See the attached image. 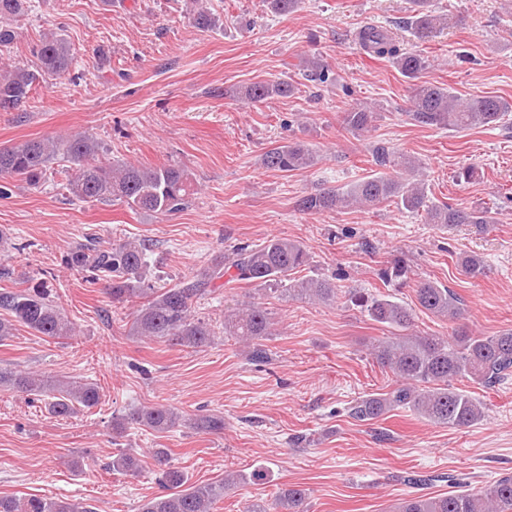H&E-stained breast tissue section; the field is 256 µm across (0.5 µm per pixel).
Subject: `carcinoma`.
Returning <instances> with one entry per match:
<instances>
[{
	"label": "carcinoma",
	"instance_id": "carcinoma-1",
	"mask_svg": "<svg viewBox=\"0 0 512 512\" xmlns=\"http://www.w3.org/2000/svg\"><path fill=\"white\" fill-rule=\"evenodd\" d=\"M431 0H409L408 27L414 41L423 44L448 26V18L431 9ZM26 0H0V46L17 37L13 22L25 10ZM361 50L392 61L400 74L415 81L428 68L427 58L418 50L404 48L387 31L366 24L357 33ZM31 66L16 65L0 69V110L19 108L33 85L46 76H58L74 63L70 43L56 34L45 36L35 51ZM295 92L288 81L257 82L237 95L251 103L275 97H289ZM512 105L497 96L463 98L446 87L424 83L413 88L411 118L420 124L438 128L473 129L500 123ZM374 112L354 106L343 116L344 128L355 134L370 130ZM62 158L77 165L68 180L69 197L86 203L120 201L134 211L156 216L180 212L190 205L194 185L189 170L180 165L152 169L135 165H113L99 158L98 142L86 134L57 139H30L0 148V176H9L30 186L38 185L49 164ZM318 155L303 144L288 142L267 150L261 159L269 170L288 173L308 169ZM375 164L383 171L369 175L346 190L322 189L297 200V209L306 214H320L350 206L373 208L393 202L409 212L426 211L428 221L444 228L470 224L485 232L495 223L490 212L435 205L429 202L424 187L411 181L414 161L377 147ZM148 248L137 241H120L108 246L79 243L62 257L65 267L88 271L95 279L109 282L108 294L114 304L142 299L131 334L141 341H171L186 348H203L214 342L215 331L208 320L196 315L194 302L211 291L216 281L244 282L270 292H285L288 297L308 302L336 298L337 277L297 279L298 269L309 265L305 246L286 237L273 236L260 245L233 246L218 255L210 265L180 279L168 288L146 284ZM459 273L476 279L484 275L481 257L462 253L457 260ZM408 266L395 257L381 270L387 283L407 278ZM418 305L430 314L452 324L451 336L407 333L413 322V309L391 295H353L369 320L391 328L399 335L390 336L373 347L376 362L389 370L398 386L389 393L368 394L347 407V414L358 422L376 420L395 408H408L425 420L446 427H469L484 417L479 401L455 382L471 381L486 388L501 384L512 376V330L496 336H477L463 322V300L451 289L433 281L415 285ZM23 327L36 336L53 339L76 335V326L51 299L47 285L41 283L23 290H0V343ZM224 335L248 348L255 362L269 359L265 341L275 335L272 317L261 306L248 302L224 317ZM0 387L26 394L44 404L55 417H67L82 407L91 409L101 400L100 387L82 382L44 376L31 371L0 368ZM183 423L197 433L219 434L224 431V417L217 414L185 416L166 406H143L113 423L122 431L129 424L154 432L170 431ZM138 460L124 451L112 460V470L135 473ZM266 473L255 470L250 475L230 473L223 479L187 486L188 476L172 465L161 470L165 493L146 500L140 512H212L224 500L226 486L247 481L257 483ZM307 492L299 485L279 492L274 509L264 503H249L244 512H307ZM0 512H93L83 502L31 496L21 500L0 495ZM400 512H512V474H507L480 490L459 489L438 496H418L404 501Z\"/></svg>",
	"mask_w": 512,
	"mask_h": 512
}]
</instances>
